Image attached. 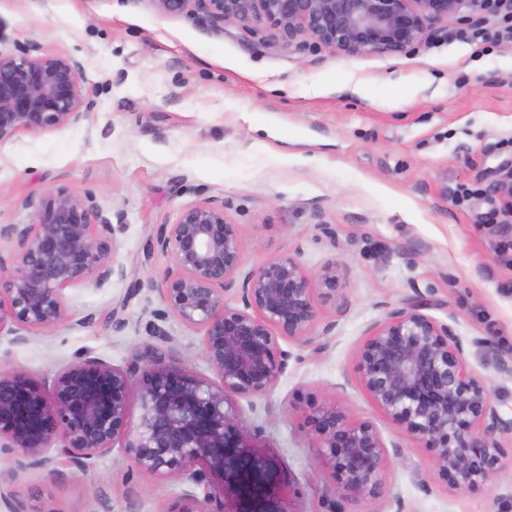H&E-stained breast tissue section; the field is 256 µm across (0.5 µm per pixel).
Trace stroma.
<instances>
[{"label":"stroma","mask_w":512,"mask_h":512,"mask_svg":"<svg viewBox=\"0 0 512 512\" xmlns=\"http://www.w3.org/2000/svg\"><path fill=\"white\" fill-rule=\"evenodd\" d=\"M481 28L496 31L494 16L465 9L405 53L347 55L284 48L235 23L210 31L194 14H159L151 0H0V50L68 53L93 90L83 123L0 145V224L29 223L25 197L92 195L122 216L126 269L100 288L65 289L72 318L50 335H0V366L43 381L71 361L123 366L156 352L215 379L200 331L150 287L172 260L149 242L179 207L219 197L243 228L245 269L290 256L311 272L336 262L344 276L346 311L317 306L312 335L326 348L282 341L286 371L268 395L240 404L290 481V512H512V439L488 485L457 493L439 478L435 449L400 435L356 374L368 326L418 302L449 325L512 418V371L483 358L487 343L512 350V239L500 232L496 192L512 171V40L472 42ZM392 82L410 99L404 108L388 98ZM286 150L306 162L284 160ZM462 185L472 194L460 202ZM333 401L401 447L377 499L345 495L318 464L305 415ZM203 490L185 477L145 478L116 449L84 471L53 458L18 471L0 483V512L9 498L55 512H163Z\"/></svg>","instance_id":"obj_1"}]
</instances>
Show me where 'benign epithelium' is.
I'll return each mask as SVG.
<instances>
[{
	"mask_svg": "<svg viewBox=\"0 0 512 512\" xmlns=\"http://www.w3.org/2000/svg\"><path fill=\"white\" fill-rule=\"evenodd\" d=\"M169 15L189 10L208 30L235 22L266 31L282 45L311 41L348 55H395L428 37V24L467 3L512 14V0H151ZM84 67L66 53L42 54L37 44L0 51V145L22 133L53 132L87 117ZM28 224H0V332L15 340L47 335L71 320L64 290L101 287L125 276L114 225L93 197L59 189L26 198ZM156 245L172 267L150 283L185 326L203 336L212 382L158 356H136L123 367L96 359L64 365L51 381L21 368L0 367V458L17 469L38 467L52 450L84 470L119 448L153 479L187 476L206 482L203 496L185 492L163 512H290L280 464L255 445L238 401L267 395L290 353L279 340L312 342L316 301L339 309L347 297L336 263L308 272L292 257L272 258L238 279L241 225L224 200L179 208L160 225ZM234 293L241 306L228 303ZM364 390L398 432L436 449L435 468L448 488L485 485L496 470L512 419L501 416L484 381L470 371L449 327L419 304L388 309L356 354ZM138 400L139 414L132 412ZM318 460L347 494L378 497L388 453L377 427L336 404L306 416ZM232 495L234 508L226 510Z\"/></svg>",
	"mask_w": 512,
	"mask_h": 512,
	"instance_id": "7a95c632",
	"label": "benign epithelium"
}]
</instances>
